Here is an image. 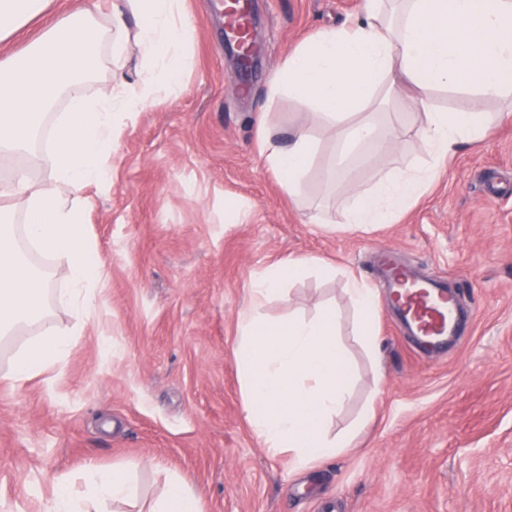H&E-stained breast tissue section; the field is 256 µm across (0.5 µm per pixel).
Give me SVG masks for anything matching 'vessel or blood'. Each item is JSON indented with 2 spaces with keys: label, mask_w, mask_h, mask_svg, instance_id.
<instances>
[{
  "label": "vessel or blood",
  "mask_w": 512,
  "mask_h": 512,
  "mask_svg": "<svg viewBox=\"0 0 512 512\" xmlns=\"http://www.w3.org/2000/svg\"><path fill=\"white\" fill-rule=\"evenodd\" d=\"M224 31L228 42L247 53L251 43V16L241 0H224ZM412 273L401 266L391 250H384L382 280L389 305L403 332L429 353L445 350L450 338L463 335L468 324L459 306L458 292L441 277L411 287Z\"/></svg>",
  "instance_id": "b4317fda"
}]
</instances>
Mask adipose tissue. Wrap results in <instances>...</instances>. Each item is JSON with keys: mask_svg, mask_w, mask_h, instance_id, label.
I'll list each match as a JSON object with an SVG mask.
<instances>
[{"mask_svg": "<svg viewBox=\"0 0 512 512\" xmlns=\"http://www.w3.org/2000/svg\"><path fill=\"white\" fill-rule=\"evenodd\" d=\"M53 0H0V42L24 32ZM185 0H76L72 11L47 25L22 49L0 58V158L44 142L53 157L51 186L32 184L25 171L0 185V197L25 204V223L15 229L0 209V342L25 326L39 331L13 358L6 374L15 386L59 366L75 343L45 322L51 279L26 259L22 244L63 261L70 287L65 296L76 324L95 321L105 273L86 230L89 186L108 189L112 157L126 126L139 112L176 98L190 66L192 25ZM141 66L128 79L122 65L128 43ZM111 66L112 89L91 97L86 81ZM478 98L512 95V0H366L352 23L326 29L289 55L270 84L272 95L304 103L336 144L379 154L399 144L397 127L380 129L369 108L377 95L412 112L438 89ZM66 110L49 114L58 102ZM487 135L483 113L436 110L418 132L432 164L402 171L362 191L346 213L357 227L387 224L421 196L459 145ZM315 143L306 131L287 141L261 137V152L289 195H298ZM310 259H288L255 275L251 304L240 316L235 356L250 428L270 453L287 454L304 467L352 445L329 438L326 426L343 407L351 366L336 338V315L326 308L310 319L261 318L258 307L282 297L286 282L305 276ZM347 296L367 347H375L377 293L357 278ZM133 505L127 468L87 461L79 481L57 480L43 512H101L106 503ZM147 512H204L201 499L179 476Z\"/></svg>", "mask_w": 512, "mask_h": 512, "instance_id": "adipose-tissue-1", "label": "adipose tissue"}]
</instances>
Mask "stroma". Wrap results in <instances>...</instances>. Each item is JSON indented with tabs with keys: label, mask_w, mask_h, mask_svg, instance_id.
I'll use <instances>...</instances> for the list:
<instances>
[{
	"label": "stroma",
	"mask_w": 512,
	"mask_h": 512,
	"mask_svg": "<svg viewBox=\"0 0 512 512\" xmlns=\"http://www.w3.org/2000/svg\"><path fill=\"white\" fill-rule=\"evenodd\" d=\"M257 65L249 99L212 0H186L193 64L174 99L123 132L112 186L88 188L86 229L105 267L99 319L53 380L24 387L4 375L25 343L0 346V512H40L84 463L131 467L138 503L185 477L206 512H512V102L435 92L427 110L473 109L492 128L463 148L392 223L345 224L357 193L430 163L415 132L426 112L398 115L399 148L351 160L327 183L337 152L303 103L269 82L318 32L360 15L365 0H254ZM307 129L316 149L299 199L260 155V121ZM392 246L417 275L469 280L461 307L471 332L430 357L386 313L368 349L345 288L370 280ZM318 259L265 304L269 320L336 313L352 369L327 429L356 430L352 447L302 470L254 438L234 349L251 278L285 259Z\"/></svg>",
	"instance_id": "obj_1"
}]
</instances>
